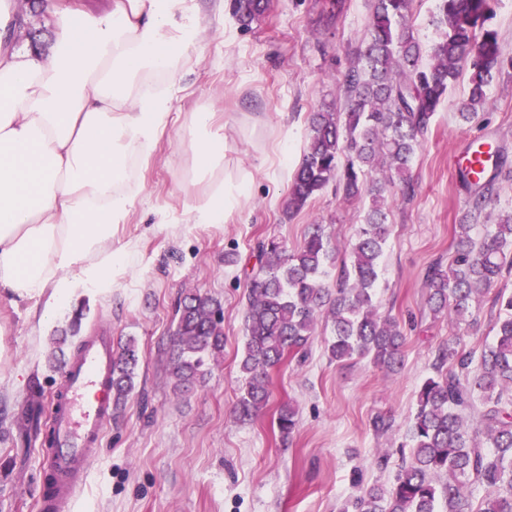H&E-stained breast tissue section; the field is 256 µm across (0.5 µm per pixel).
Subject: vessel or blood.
<instances>
[{
	"instance_id": "b4317fda",
	"label": "vessel or blood",
	"mask_w": 512,
	"mask_h": 512,
	"mask_svg": "<svg viewBox=\"0 0 512 512\" xmlns=\"http://www.w3.org/2000/svg\"><path fill=\"white\" fill-rule=\"evenodd\" d=\"M111 336H94L64 369L50 397L52 441L42 466L38 512H72L112 416Z\"/></svg>"
}]
</instances>
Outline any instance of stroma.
<instances>
[{"label": "stroma", "mask_w": 512, "mask_h": 512, "mask_svg": "<svg viewBox=\"0 0 512 512\" xmlns=\"http://www.w3.org/2000/svg\"><path fill=\"white\" fill-rule=\"evenodd\" d=\"M315 0H268L265 13L242 28L232 12L223 22L201 18L191 74L173 87V109L188 117L211 102L226 124L231 159L257 170L243 210L224 224L182 223L188 154L168 129L144 172L145 192L118 233L136 247L132 267L116 275L109 293L80 290L45 324L27 302L0 297V408L14 413L33 387L50 396L62 366L56 350L72 355L100 333L134 339L137 385L105 433L99 456L73 512H340L362 489L389 485L402 464L399 446L429 376L437 347L451 334L433 318L423 288L429 266L447 262L454 226L467 211L469 190L458 178L459 159L476 138L498 145L503 162L494 181L496 203L475 225L482 235L512 209V66L497 72L477 117L459 118L469 74L461 72L433 118L410 175L415 195L389 189L391 235L377 288L381 315L400 322L405 361L394 374L360 358L337 363L325 349L331 325L319 320L304 360H287L269 375L272 405L248 423L233 414L242 387L248 279L254 246L277 237L297 248L309 225L324 224L338 246L353 239L368 198L345 202L334 187L297 214L283 205L309 135L308 117L336 97L359 38L370 24L367 0H348L341 24L320 18ZM28 25L20 48L48 54L52 31L39 5L15 0ZM196 291L221 302L224 354L204 383L186 395L175 390L167 343L181 294ZM63 346H56L59 336ZM292 403L298 427L282 441L277 404ZM389 417L392 430L376 435L372 420ZM43 438L23 440L16 428L0 433V512H35Z\"/></svg>", "instance_id": "obj_1"}]
</instances>
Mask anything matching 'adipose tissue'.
<instances>
[{
	"label": "adipose tissue",
	"mask_w": 512,
	"mask_h": 512,
	"mask_svg": "<svg viewBox=\"0 0 512 512\" xmlns=\"http://www.w3.org/2000/svg\"><path fill=\"white\" fill-rule=\"evenodd\" d=\"M53 45L38 57L0 41V295L41 302L46 321L74 289L111 290L134 263L128 223L151 158L173 119L169 91L193 64L200 14L224 0H113L94 15L45 0ZM189 224L239 211L254 175L228 164L224 125L193 113L184 133Z\"/></svg>",
	"instance_id": "obj_1"
}]
</instances>
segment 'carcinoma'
<instances>
[{
	"mask_svg": "<svg viewBox=\"0 0 512 512\" xmlns=\"http://www.w3.org/2000/svg\"><path fill=\"white\" fill-rule=\"evenodd\" d=\"M232 11L247 27L267 8V0H231ZM413 0H369L371 22L355 59L345 72L336 101L309 118V138L295 172L285 212L293 215L336 182L351 201L371 197L345 257L324 225L312 224L302 245L288 250L269 237L257 242L258 267L252 270L244 311L245 347L240 371L245 385L235 405L241 422L252 420L271 400L269 370L289 357H304L316 335L317 317L327 314L332 338L330 358L338 363L369 357L387 370L403 362L405 336L398 322L378 314L375 304L381 259L391 229L387 188L400 186L411 198L413 159L456 80L461 64L469 67V95L459 117L478 115L505 57L498 32L490 26L492 0H438L440 38L425 52L407 24ZM347 0H323L322 14L340 21ZM491 148L477 172L463 168L471 189L469 209L455 225V247L448 266L433 264L425 278L426 306L433 317L457 325L480 308L483 297L512 269V210L479 239L471 230L493 200L494 178L487 177ZM338 265L336 283L326 282ZM496 310L495 341L478 352L453 337L438 347L434 375L422 384L408 428L410 460L388 487L371 486L345 502L341 512H512V293L491 298ZM176 327L168 353L176 388L188 391L205 382L210 363L224 353L221 303L198 292L179 298ZM138 350L133 339L118 347L112 363V412L135 389ZM283 442L298 426L290 403L277 410ZM41 428V402L33 398L22 411L20 434ZM485 496L474 499V491Z\"/></svg>",
	"mask_w": 512,
	"mask_h": 512,
	"instance_id": "1",
	"label": "carcinoma"
}]
</instances>
